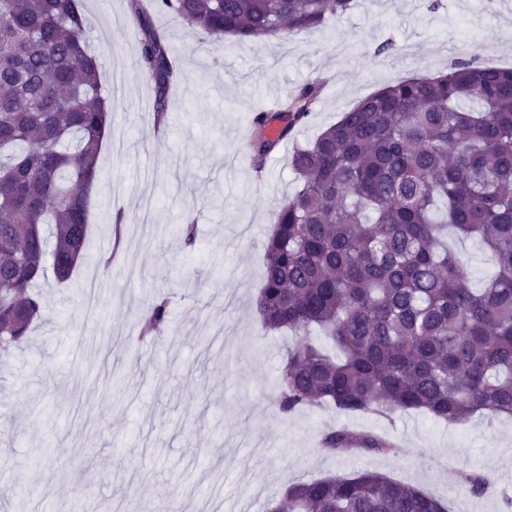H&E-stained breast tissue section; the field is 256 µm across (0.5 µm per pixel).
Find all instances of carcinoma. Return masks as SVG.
I'll return each mask as SVG.
<instances>
[{
	"mask_svg": "<svg viewBox=\"0 0 512 512\" xmlns=\"http://www.w3.org/2000/svg\"><path fill=\"white\" fill-rule=\"evenodd\" d=\"M138 66L165 123L179 66L141 0ZM353 0H153L218 38L287 40L352 8ZM81 0H0V349L41 318L34 292L47 271L67 282L90 233L92 182L111 111L86 39ZM327 84L298 86L282 106L283 135L302 125ZM252 117L251 161L275 144ZM297 186L265 244L255 306L267 331L300 340L284 359L275 403L288 415L329 406L344 416L421 411L491 425L512 415V69L472 61L389 84L359 100L314 141L295 143ZM451 225L495 258L482 288L440 235ZM170 300L141 312L149 334ZM317 326L339 351L307 336ZM330 455L397 451L371 431L330 428ZM477 470L463 487L482 494ZM266 512H445L435 497L377 472L291 484Z\"/></svg>",
	"mask_w": 512,
	"mask_h": 512,
	"instance_id": "obj_1",
	"label": "carcinoma"
}]
</instances>
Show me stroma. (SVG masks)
<instances>
[{
    "label": "stroma",
    "instance_id": "35a3bbf8",
    "mask_svg": "<svg viewBox=\"0 0 512 512\" xmlns=\"http://www.w3.org/2000/svg\"><path fill=\"white\" fill-rule=\"evenodd\" d=\"M89 44L112 100L99 190L91 200L96 247L71 280H42L43 315L29 338L0 356V512H99L102 504L161 512H264L288 484L365 471L408 483L449 512H504L512 498V420L448 423L419 412L345 417L328 407L284 415L273 405L290 332L268 333L255 310L263 244L295 187L288 151L264 179L252 170L254 113L319 74L330 78L294 138L308 143L360 99L457 59L512 67V0H354L346 14L288 41H216L172 14L154 25L172 37L181 75L164 132L155 95L135 64L140 31L128 0H82ZM388 53H379L385 42ZM122 217V240L112 224ZM196 224L184 249L180 226ZM115 255L118 271L94 312L84 283ZM172 297L160 342L132 333L141 307ZM370 430L399 443L387 455L331 456L328 426ZM491 475L483 495L449 481Z\"/></svg>",
    "mask_w": 512,
    "mask_h": 512
}]
</instances>
